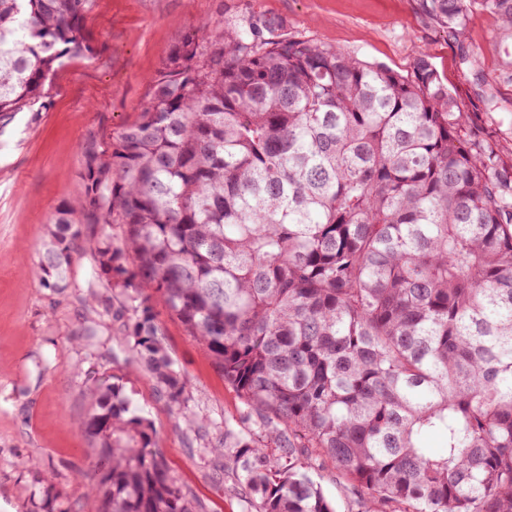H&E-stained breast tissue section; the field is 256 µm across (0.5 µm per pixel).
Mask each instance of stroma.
Listing matches in <instances>:
<instances>
[{
	"label": "stroma",
	"instance_id": "1",
	"mask_svg": "<svg viewBox=\"0 0 512 512\" xmlns=\"http://www.w3.org/2000/svg\"><path fill=\"white\" fill-rule=\"evenodd\" d=\"M259 14L279 18L283 37L323 42L404 75L429 55L466 121L492 131L512 158V81L504 74L512 39L488 13L474 12L466 38L451 42L419 0H93L84 26L95 52L64 60L49 110L16 113L0 127V512H97L80 477L92 456L78 428L91 369L124 383L134 410L156 429L172 473L204 512H245L232 475L217 476L215 456L186 424L234 421L241 400L182 324L156 303L164 342L187 382L184 415L160 395L125 336L115 332L93 345L78 339L92 309L85 293L51 301L30 270L52 213L82 190L81 143L111 139L139 120L151 79L179 37L206 22L219 28ZM483 94L497 108L474 113ZM316 480L337 512H365L364 496L331 463Z\"/></svg>",
	"mask_w": 512,
	"mask_h": 512
}]
</instances>
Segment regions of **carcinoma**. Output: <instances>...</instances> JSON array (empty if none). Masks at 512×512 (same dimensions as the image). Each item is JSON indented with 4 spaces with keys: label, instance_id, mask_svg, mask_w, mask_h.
I'll return each instance as SVG.
<instances>
[{
    "label": "carcinoma",
    "instance_id": "obj_1",
    "mask_svg": "<svg viewBox=\"0 0 512 512\" xmlns=\"http://www.w3.org/2000/svg\"><path fill=\"white\" fill-rule=\"evenodd\" d=\"M91 5L0 0V125L52 106L62 60L92 50ZM422 9L450 41L476 10L512 32V0ZM280 27L177 40L140 120L81 144L82 196L56 208L35 273L112 310L182 410L153 299L180 321L242 401L236 426L191 429L215 435L248 512H336L325 460L365 512H512V161L464 133L428 57L405 76ZM129 404L118 382L89 390L98 512H199Z\"/></svg>",
    "mask_w": 512,
    "mask_h": 512
}]
</instances>
